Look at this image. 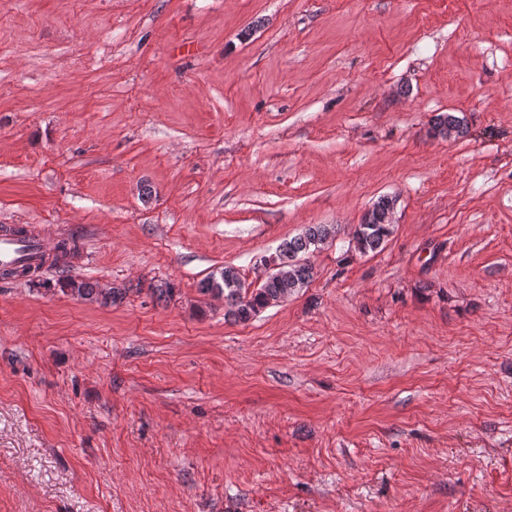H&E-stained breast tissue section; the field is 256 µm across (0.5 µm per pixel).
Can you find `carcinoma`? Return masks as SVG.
<instances>
[{
  "label": "carcinoma",
  "instance_id": "carcinoma-1",
  "mask_svg": "<svg viewBox=\"0 0 512 512\" xmlns=\"http://www.w3.org/2000/svg\"><path fill=\"white\" fill-rule=\"evenodd\" d=\"M464 129L463 118L453 112L436 115L431 124L432 136L443 139L456 138ZM393 208L394 200L383 196L364 214L353 231V239L360 253L378 250L391 235L392 224L387 221V215L392 213ZM334 233V227L329 224H312L302 235L284 240L272 259L275 271L257 288L246 286L234 268L223 267L199 283V292L205 296L224 297L227 305L225 316L236 322H248L271 302L287 297L312 280L314 269L305 255L325 244ZM61 290L104 307L123 303L128 293L126 288L101 289L89 280L72 276L61 280Z\"/></svg>",
  "mask_w": 512,
  "mask_h": 512
}]
</instances>
